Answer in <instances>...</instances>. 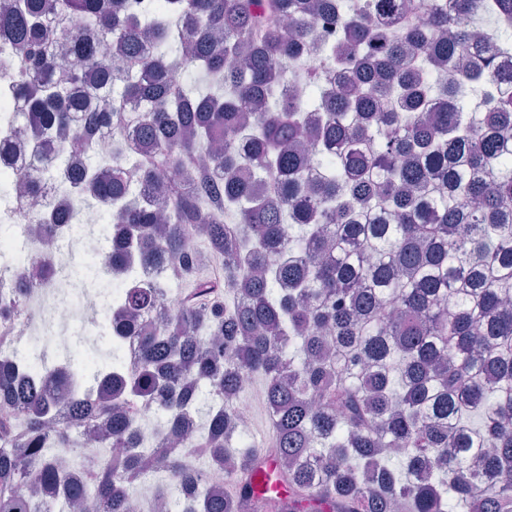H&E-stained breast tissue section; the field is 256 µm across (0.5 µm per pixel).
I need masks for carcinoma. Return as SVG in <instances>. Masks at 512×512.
<instances>
[{"label":"carcinoma","mask_w":512,"mask_h":512,"mask_svg":"<svg viewBox=\"0 0 512 512\" xmlns=\"http://www.w3.org/2000/svg\"><path fill=\"white\" fill-rule=\"evenodd\" d=\"M503 18L512 0H371L357 16L346 0H58L51 18L17 0L0 16L31 127L81 146L62 195L121 224L106 264L123 313L108 358L64 359L60 377L93 390L0 363V512H51L26 487L57 483L67 507L129 512L159 458L182 512H512V70L472 57L490 35L512 47ZM314 45L348 81L307 69L298 97L285 63ZM199 224L208 250L189 253ZM213 258L220 281L201 274ZM142 261L160 276L140 279ZM173 283L191 298L141 324ZM121 336L138 344L122 377ZM245 374L265 383L267 448L227 420ZM149 409L165 420L155 456L137 436ZM100 428L122 452L65 482L58 458ZM200 458L238 491L201 486ZM269 460L285 497L253 491Z\"/></svg>","instance_id":"carcinoma-1"}]
</instances>
